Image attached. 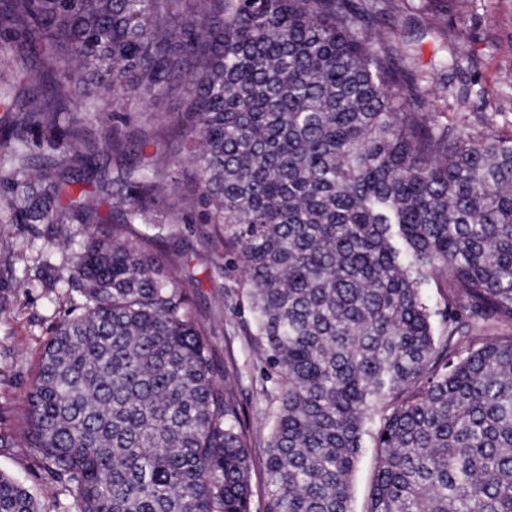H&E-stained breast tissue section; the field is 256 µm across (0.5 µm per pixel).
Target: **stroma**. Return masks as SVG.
I'll return each instance as SVG.
<instances>
[{"label":"stroma","mask_w":512,"mask_h":512,"mask_svg":"<svg viewBox=\"0 0 512 512\" xmlns=\"http://www.w3.org/2000/svg\"><path fill=\"white\" fill-rule=\"evenodd\" d=\"M382 23L395 44L412 49L419 65H429L440 38L421 35L410 24L400 0H395ZM452 23L463 30L459 49L478 58L477 71L487 88L497 92L512 85V0H485L476 11L464 9L453 15ZM142 132L147 135L144 152L148 155L159 145L172 146L184 138L183 131L160 121L144 126L117 118L94 125L104 197L123 189L117 179L122 157L103 148L105 136L115 133L127 139ZM10 174V169L0 167V438L9 442L8 447H0V471L41 488L40 512H68L67 487L38 468L35 449L15 444L14 439L26 427L27 392L46 343L56 325L83 302L78 294L49 287L48 281L83 248L93 229L74 224L67 238L61 239L51 225L32 228L14 223L12 211L3 203ZM201 213V205L188 200L165 229L163 249L180 256L192 277L187 288L189 304L205 332L216 372L228 369L240 375L238 398L249 419L252 512H264L265 449L274 406L263 392V362L253 351L255 327L247 309L244 277L240 271L225 270L220 249L209 239L211 227L203 223ZM376 464L377 450L372 441H365L351 477L352 512H365Z\"/></svg>","instance_id":"1"}]
</instances>
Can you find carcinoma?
Wrapping results in <instances>:
<instances>
[{
    "instance_id": "obj_1",
    "label": "carcinoma",
    "mask_w": 512,
    "mask_h": 512,
    "mask_svg": "<svg viewBox=\"0 0 512 512\" xmlns=\"http://www.w3.org/2000/svg\"><path fill=\"white\" fill-rule=\"evenodd\" d=\"M392 0H0V32L57 71L52 98L0 91V165L17 224H104L90 127L141 106L187 132L128 166L125 215L75 253L84 299L46 345L22 438L71 512H251L238 374H217L149 205L196 178L224 268L249 286L274 379L264 512H350L365 426L367 512H512V123L477 131L432 98L504 113L464 76L459 3L403 0L442 34L430 67L376 26ZM81 112L67 105L73 88ZM174 96L182 112L167 110ZM47 130L59 157L28 161ZM443 290L442 307L422 284ZM439 316L447 336L435 338ZM0 512H40L0 472ZM363 451L355 465L351 477L352 512H364L367 508L368 496L376 470L377 449L369 437H365Z\"/></svg>"
}]
</instances>
